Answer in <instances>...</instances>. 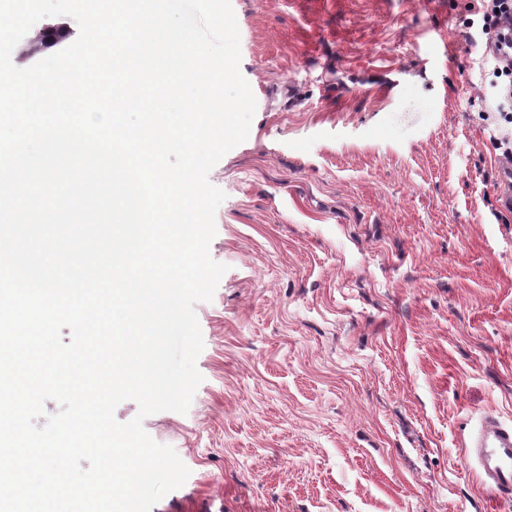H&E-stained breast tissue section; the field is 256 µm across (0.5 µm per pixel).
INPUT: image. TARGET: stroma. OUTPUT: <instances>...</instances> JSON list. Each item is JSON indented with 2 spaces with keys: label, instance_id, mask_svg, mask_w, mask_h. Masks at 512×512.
Masks as SVG:
<instances>
[{
  "label": "stroma",
  "instance_id": "stroma-1",
  "mask_svg": "<svg viewBox=\"0 0 512 512\" xmlns=\"http://www.w3.org/2000/svg\"><path fill=\"white\" fill-rule=\"evenodd\" d=\"M473 0H231L249 135L195 311L203 380L143 427L151 512H512L464 443L512 424V213ZM499 200L501 207L511 212L512 210V160L500 161L498 167Z\"/></svg>",
  "mask_w": 512,
  "mask_h": 512
}]
</instances>
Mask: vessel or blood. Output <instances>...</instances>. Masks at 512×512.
<instances>
[{"label": "vessel or blood", "instance_id": "1", "mask_svg": "<svg viewBox=\"0 0 512 512\" xmlns=\"http://www.w3.org/2000/svg\"><path fill=\"white\" fill-rule=\"evenodd\" d=\"M500 205L512 210V160L498 167ZM468 454L477 464L482 481L497 501L512 500V424L489 416L472 440Z\"/></svg>", "mask_w": 512, "mask_h": 512}]
</instances>
